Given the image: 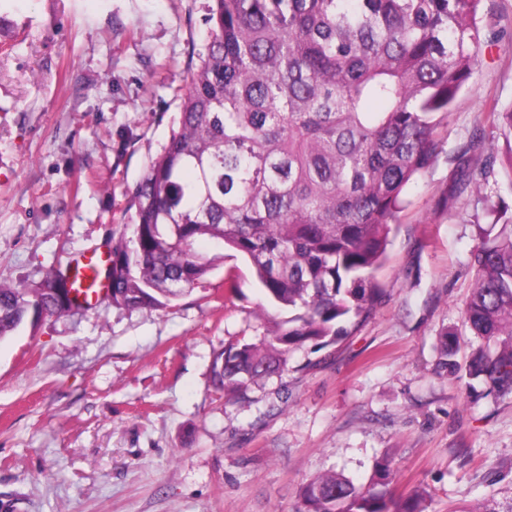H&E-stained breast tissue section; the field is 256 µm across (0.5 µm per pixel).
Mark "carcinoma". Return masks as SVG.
Instances as JSON below:
<instances>
[{
	"instance_id": "carcinoma-1",
	"label": "carcinoma",
	"mask_w": 512,
	"mask_h": 512,
	"mask_svg": "<svg viewBox=\"0 0 512 512\" xmlns=\"http://www.w3.org/2000/svg\"><path fill=\"white\" fill-rule=\"evenodd\" d=\"M484 0H210L209 37L198 53L177 129L131 199L132 236L112 246V301L161 308L211 270L197 249L218 240L249 261L266 299L289 313L260 343L224 347L212 376L244 401L253 384L288 371V355L322 347L363 325L384 289L404 193L440 153L438 128L470 91L480 64ZM509 150L494 168L477 131L458 156L465 184L512 192V110H490ZM487 154L472 169L474 154ZM492 226L479 227L475 282L464 324L479 341L466 375L512 394V217L484 196ZM64 271L33 287L0 285V341L34 306L70 311L54 293ZM456 334L445 333L439 368L456 373ZM336 472L303 486L305 512H424L426 493L404 500Z\"/></svg>"
}]
</instances>
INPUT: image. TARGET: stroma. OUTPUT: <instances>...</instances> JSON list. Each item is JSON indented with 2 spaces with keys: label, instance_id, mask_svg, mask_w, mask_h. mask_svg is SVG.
Returning a JSON list of instances; mask_svg holds the SVG:
<instances>
[{
  "label": "stroma",
  "instance_id": "1",
  "mask_svg": "<svg viewBox=\"0 0 512 512\" xmlns=\"http://www.w3.org/2000/svg\"><path fill=\"white\" fill-rule=\"evenodd\" d=\"M209 0H0V284L31 286L132 224L129 192L166 145L207 36ZM483 62L408 189L386 294L351 336L306 344L248 401L211 380L215 356L271 328L250 264L203 242L213 268L163 308L109 301L0 341V506L20 512H303L301 488L355 485L393 462L426 512L512 494V395L437 371L472 284L481 195L457 153L512 106V0H485ZM447 207H437L440 197ZM240 292L224 295L228 270Z\"/></svg>",
  "mask_w": 512,
  "mask_h": 512
}]
</instances>
